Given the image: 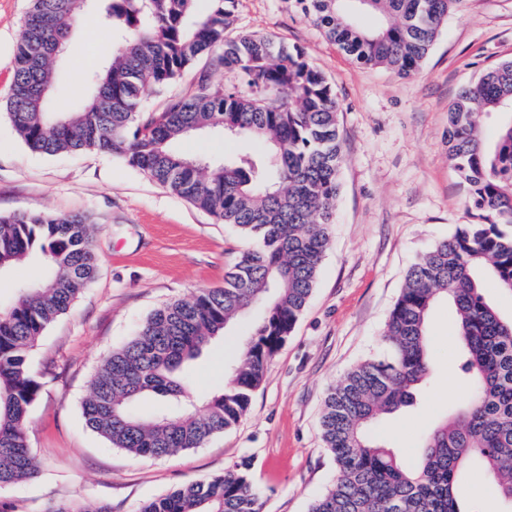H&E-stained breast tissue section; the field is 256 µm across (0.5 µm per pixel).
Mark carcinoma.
<instances>
[{
	"instance_id": "obj_1",
	"label": "carcinoma",
	"mask_w": 512,
	"mask_h": 512,
	"mask_svg": "<svg viewBox=\"0 0 512 512\" xmlns=\"http://www.w3.org/2000/svg\"><path fill=\"white\" fill-rule=\"evenodd\" d=\"M96 0L112 33V58L98 64L93 89L75 112L47 110L49 51L67 44L88 8L85 0H32L14 51L12 93L0 112L34 152H105L253 241L224 286L154 309L139 332L108 353L82 404L85 426L135 457L171 458L200 448L246 413L267 363L284 344L316 286L331 245L343 163L339 105L332 84L305 52L241 33L237 0ZM305 18L356 61L412 75L432 49L442 22L460 0H292ZM192 89L147 110L197 61ZM226 83H213L210 70ZM512 58L463 87L448 111V156L466 184L478 223L464 224L408 270L386 324V354L365 360L329 390L322 439L333 455V484L308 512H463L465 472L478 467L512 512V316L487 299L484 280L512 296ZM506 114L486 139L480 117ZM220 129L254 144L202 165L177 153L181 138ZM91 219L85 214L0 215V273L41 258L35 285L0 308V489L29 477L35 459L26 442L29 408L40 383L28 354L54 319L66 313L96 273ZM439 301L455 312L464 396L451 417L422 440V456L403 464L370 433L382 414L416 400L432 363L428 324ZM263 317L246 336H229L232 359L224 386L199 405L186 395L182 370L232 320L255 304ZM162 396L168 413L146 415L134 401ZM140 512H261L246 462L192 481L145 503Z\"/></svg>"
}]
</instances>
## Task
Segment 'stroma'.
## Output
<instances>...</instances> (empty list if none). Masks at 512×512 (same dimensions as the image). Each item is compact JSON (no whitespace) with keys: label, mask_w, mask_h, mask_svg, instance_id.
<instances>
[{"label":"stroma","mask_w":512,"mask_h":512,"mask_svg":"<svg viewBox=\"0 0 512 512\" xmlns=\"http://www.w3.org/2000/svg\"><path fill=\"white\" fill-rule=\"evenodd\" d=\"M30 6L0 0L1 104L11 93L14 48ZM234 30L301 47L340 104L344 163L333 241L310 301L235 427L166 459L110 447L81 416L102 358L135 336L154 308L223 286L250 242L111 155L31 152L0 114V214H88L99 258L95 279L28 357L41 385L26 425L38 466L33 477L0 491L15 512H48L69 502L140 512L150 500L245 460L262 512H308L335 475L320 431L328 389L384 353L385 325L408 268L473 221L448 157V109L463 86L512 58V0H460L410 77L357 63L291 0H239ZM112 47L96 9H88L69 36L68 53L53 65L49 111L79 107L93 63L109 59ZM244 147L216 131L176 149L220 160ZM429 335L434 362L415 404L373 426L406 464L418 460L423 436L462 397L447 303L435 306ZM230 356L223 340L207 346L183 370L188 392L201 400L219 392Z\"/></svg>","instance_id":"obj_1"}]
</instances>
